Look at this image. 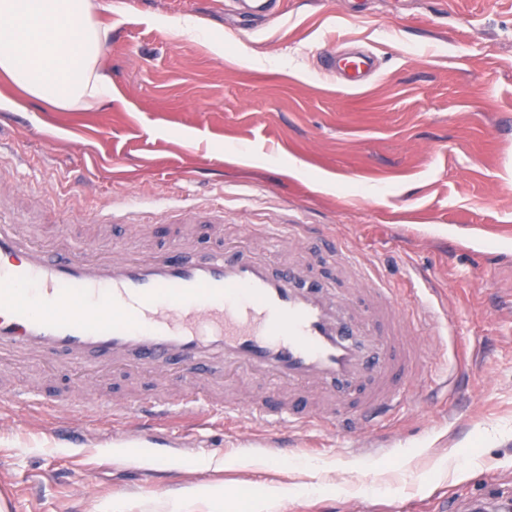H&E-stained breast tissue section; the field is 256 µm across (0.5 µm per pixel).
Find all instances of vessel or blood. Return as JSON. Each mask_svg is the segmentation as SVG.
Wrapping results in <instances>:
<instances>
[{
  "instance_id": "1",
  "label": "vessel or blood",
  "mask_w": 512,
  "mask_h": 512,
  "mask_svg": "<svg viewBox=\"0 0 512 512\" xmlns=\"http://www.w3.org/2000/svg\"><path fill=\"white\" fill-rule=\"evenodd\" d=\"M324 71H342L343 85L362 88L375 76L372 56L320 57ZM158 223L220 224L223 213L162 211ZM266 248L322 242L335 281L315 278L296 257L273 267L255 251L224 244L199 251L191 236L142 254L123 249L99 256L90 245H49L0 215V362L37 361L69 370L111 372L127 364L150 376L183 369L176 396L151 393L133 401L86 394L71 401L66 422L133 420L142 434L180 409L265 423L268 457L287 447V430L344 422L361 429L389 414L417 378L413 315L431 300L425 283L407 292L371 274L360 259L312 224H255ZM347 282L345 294L336 281ZM270 377L282 397L244 406L221 392L244 376ZM321 396L307 408L304 394ZM0 401L59 411L58 399L0 387Z\"/></svg>"
}]
</instances>
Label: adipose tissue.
Wrapping results in <instances>:
<instances>
[{
  "label": "adipose tissue",
  "mask_w": 512,
  "mask_h": 512,
  "mask_svg": "<svg viewBox=\"0 0 512 512\" xmlns=\"http://www.w3.org/2000/svg\"><path fill=\"white\" fill-rule=\"evenodd\" d=\"M110 34L94 0H0V76L64 111L98 106L112 96Z\"/></svg>",
  "instance_id": "obj_1"
}]
</instances>
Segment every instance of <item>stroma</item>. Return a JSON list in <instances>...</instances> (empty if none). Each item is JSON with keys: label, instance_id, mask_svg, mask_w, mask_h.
Wrapping results in <instances>:
<instances>
[{"label": "stroma", "instance_id": "stroma-1", "mask_svg": "<svg viewBox=\"0 0 512 512\" xmlns=\"http://www.w3.org/2000/svg\"><path fill=\"white\" fill-rule=\"evenodd\" d=\"M111 27L103 63L112 97L62 111L18 97L0 128V210L47 243L89 240L162 248L169 234L98 224L108 207L165 198L216 204L228 237L251 224H321L361 251L393 287L432 282L421 375L393 419L342 436L298 433L284 460L266 431L212 424L186 439L154 431L182 455L174 490L150 466L113 454L112 425L58 436L55 416L0 408V512H214L192 489L223 490V512H472L512 490V0H283L256 29L226 0H100ZM192 18L183 31L178 20ZM359 42L379 72L362 90L321 72L324 51ZM49 395L129 399L155 382L117 371L76 385L37 365L6 369ZM376 461L366 466L367 448ZM93 466L92 487L78 471Z\"/></svg>", "mask_w": 512, "mask_h": 512}]
</instances>
